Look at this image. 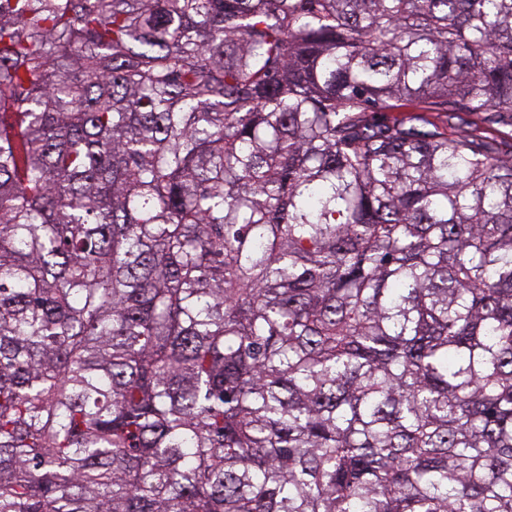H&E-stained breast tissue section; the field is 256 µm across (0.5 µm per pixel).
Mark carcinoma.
I'll use <instances>...</instances> for the list:
<instances>
[{
  "instance_id": "cac0c4a2",
  "label": "carcinoma",
  "mask_w": 512,
  "mask_h": 512,
  "mask_svg": "<svg viewBox=\"0 0 512 512\" xmlns=\"http://www.w3.org/2000/svg\"><path fill=\"white\" fill-rule=\"evenodd\" d=\"M512 0H0V512H512Z\"/></svg>"
}]
</instances>
